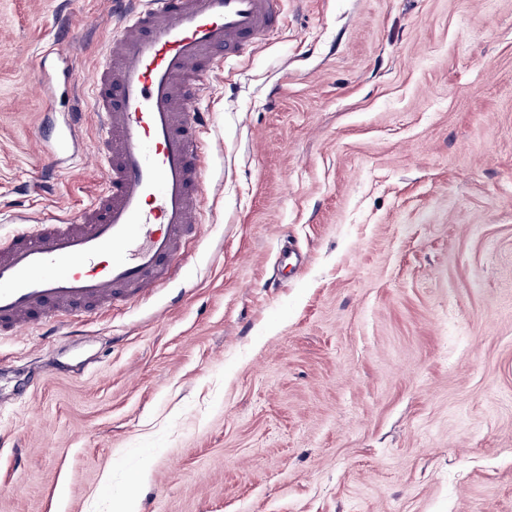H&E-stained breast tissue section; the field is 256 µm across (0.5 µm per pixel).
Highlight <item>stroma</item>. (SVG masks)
Returning a JSON list of instances; mask_svg holds the SVG:
<instances>
[{
	"label": "stroma",
	"mask_w": 512,
	"mask_h": 512,
	"mask_svg": "<svg viewBox=\"0 0 512 512\" xmlns=\"http://www.w3.org/2000/svg\"><path fill=\"white\" fill-rule=\"evenodd\" d=\"M280 9L198 103L203 233L167 287L0 334V512H512V0ZM87 14L111 0H0V244L103 182L88 114L42 184L39 63L89 102Z\"/></svg>",
	"instance_id": "stroma-1"
}]
</instances>
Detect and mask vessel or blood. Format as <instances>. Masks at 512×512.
<instances>
[{
    "label": "vessel or blood",
    "mask_w": 512,
    "mask_h": 512,
    "mask_svg": "<svg viewBox=\"0 0 512 512\" xmlns=\"http://www.w3.org/2000/svg\"><path fill=\"white\" fill-rule=\"evenodd\" d=\"M120 24L91 102L106 178L78 216H56L0 247V332L62 324L165 287L202 229L205 187L197 108L226 58L279 31L280 0H118ZM45 94L75 89L68 67L42 69ZM85 112L72 105L45 139L62 179L82 156Z\"/></svg>",
    "instance_id": "1"
}]
</instances>
